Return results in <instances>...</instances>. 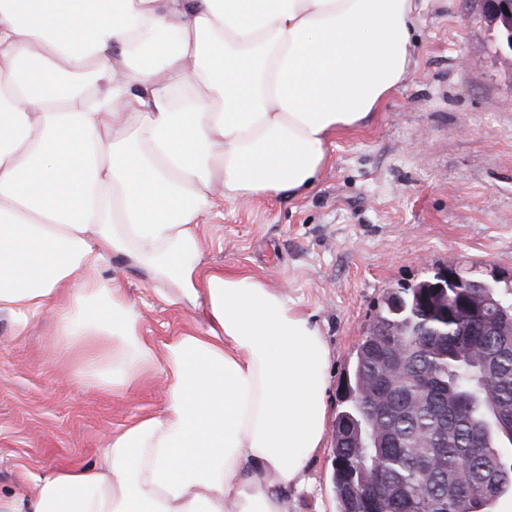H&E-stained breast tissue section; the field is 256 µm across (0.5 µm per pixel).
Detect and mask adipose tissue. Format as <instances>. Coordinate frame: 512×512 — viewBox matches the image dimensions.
I'll return each mask as SVG.
<instances>
[{
	"mask_svg": "<svg viewBox=\"0 0 512 512\" xmlns=\"http://www.w3.org/2000/svg\"><path fill=\"white\" fill-rule=\"evenodd\" d=\"M423 0H0V315L161 414L0 512H288L325 446L329 348L253 273L204 271L216 199L300 198L409 77ZM206 328L155 351L111 258Z\"/></svg>",
	"mask_w": 512,
	"mask_h": 512,
	"instance_id": "adipose-tissue-1",
	"label": "adipose tissue"
}]
</instances>
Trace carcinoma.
I'll return each instance as SVG.
<instances>
[{"label": "carcinoma", "mask_w": 512, "mask_h": 512, "mask_svg": "<svg viewBox=\"0 0 512 512\" xmlns=\"http://www.w3.org/2000/svg\"><path fill=\"white\" fill-rule=\"evenodd\" d=\"M432 279L387 293L359 343L333 429L338 512H488L512 493V303L498 288ZM372 422L379 448H358Z\"/></svg>", "instance_id": "cac0c4a2"}]
</instances>
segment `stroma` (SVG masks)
I'll return each instance as SVG.
<instances>
[{"instance_id":"1","label":"stroma","mask_w":512,"mask_h":512,"mask_svg":"<svg viewBox=\"0 0 512 512\" xmlns=\"http://www.w3.org/2000/svg\"><path fill=\"white\" fill-rule=\"evenodd\" d=\"M481 0H426L414 23V73L368 126L337 134L302 198L217 203L202 220V266L244 270L283 289L330 351L327 413L336 416L354 353L387 292L448 267L512 286V56ZM155 349L202 330L192 312L157 303L119 259ZM163 375L106 392L85 385L49 318L24 333L0 317V496L33 479L98 464L107 435L160 412ZM315 487L288 512H338L331 448L310 464Z\"/></svg>"}]
</instances>
